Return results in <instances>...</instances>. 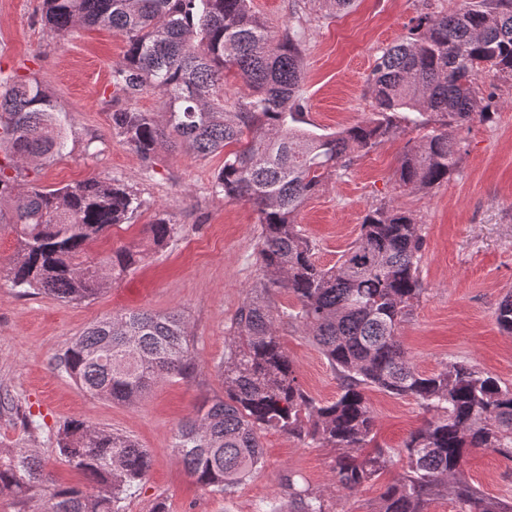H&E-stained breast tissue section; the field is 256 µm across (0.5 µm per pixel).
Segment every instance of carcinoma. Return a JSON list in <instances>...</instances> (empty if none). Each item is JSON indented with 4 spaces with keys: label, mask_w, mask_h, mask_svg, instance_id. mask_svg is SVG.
I'll list each match as a JSON object with an SVG mask.
<instances>
[{
    "label": "carcinoma",
    "mask_w": 512,
    "mask_h": 512,
    "mask_svg": "<svg viewBox=\"0 0 512 512\" xmlns=\"http://www.w3.org/2000/svg\"><path fill=\"white\" fill-rule=\"evenodd\" d=\"M43 18L60 39L84 26L121 33L125 60L111 78L128 104L112 113V128L148 162L163 147L202 159L224 153L212 194L249 202L258 214L260 277L235 316L238 341L219 363L224 399L202 404L173 436L172 452L190 476L213 494H233L262 463L261 437L274 430L340 449L336 485L353 492L395 455L378 446L365 452L375 442L365 391L377 388L414 398L427 414L401 450L405 467L381 512H424L450 489L459 512H512L511 503L457 481L473 448L512 458V387L465 362L422 373L398 336L424 292V239L413 215L390 204L375 208L328 268L313 259L297 222L305 200L352 153L389 138L401 121L422 135L398 161L399 186L427 191L449 179L462 149L459 131L491 118L485 78L512 79V0H464L449 14L414 18L409 36L383 53L368 79L374 116L332 134L299 127L301 41L287 29L274 33L251 0H44ZM230 70L248 89L233 102L224 98ZM149 87L166 97V111L136 107ZM64 147L63 112L40 81L0 76V231L17 241L7 277L26 293L83 302L142 260L138 244L103 256L90 250L142 202L117 178L20 187L24 171ZM180 231L166 213L149 225L157 248ZM282 291L297 304L276 307L270 296ZM496 321L512 332V295L497 304ZM284 322L301 328L336 373L335 401L319 403L303 390L278 334ZM187 338L177 312H124L96 321L53 369L93 397L130 403L158 382L189 375ZM56 450L88 485L57 487L34 449L0 448V499L26 512L39 489L42 512H122L152 467L135 439L75 418L58 429ZM286 489L295 512H326L310 485L290 476Z\"/></svg>",
    "instance_id": "1"
}]
</instances>
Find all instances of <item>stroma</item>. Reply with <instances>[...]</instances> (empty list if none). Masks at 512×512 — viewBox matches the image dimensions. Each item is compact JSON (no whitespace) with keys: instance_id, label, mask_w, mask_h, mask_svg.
Returning a JSON list of instances; mask_svg holds the SVG:
<instances>
[{"instance_id":"obj_1","label":"stroma","mask_w":512,"mask_h":512,"mask_svg":"<svg viewBox=\"0 0 512 512\" xmlns=\"http://www.w3.org/2000/svg\"><path fill=\"white\" fill-rule=\"evenodd\" d=\"M460 0H354L333 13L316 0H252L274 31H300L304 126L330 134L369 119L374 110L368 78L383 52L409 33L412 18L455 10ZM43 0H0V74L38 78L68 121L67 147L45 164L30 167L20 184L56 189L90 178H118L144 202L128 222L110 228L93 245L106 252L144 240V229L166 213L181 231L169 245L150 250L127 277L107 281L85 302L65 303L48 294L19 295L4 268L16 252L13 234L0 232V395L14 409L0 408V448H34L62 486L83 477L61 461L51 434L79 418L136 439L152 457L140 488L123 512H293L284 494L299 475L321 491L327 512H379L386 489L403 471L399 456L424 420L416 400L372 388L366 397L376 420V439L396 449L394 462L358 491L336 485L337 449L277 431L265 433L260 467L228 498L198 485L172 454L179 424L203 401L224 397L217 370L232 336V322L259 277L260 226L245 201L218 198L211 181L223 155L205 159L187 151L159 150L146 163L112 128V114L126 104L111 82L123 63L119 33L86 27L65 40L52 37L43 20ZM496 113L472 121L461 136L464 148L447 182L425 192L399 188L395 170L420 132L410 125L379 146L356 153L302 206L297 221L314 242L317 264L329 267L359 233L369 210L387 203L409 211L425 240L420 276L426 291L400 328L414 366L431 373L466 361L512 386V333L500 329L495 310L512 295V83L495 88ZM131 310L180 313L188 324L192 374L155 384L137 402L94 398L51 367L99 319ZM279 334L303 389L316 401H334L336 375L299 328ZM32 413L34 427L20 414ZM459 477L487 497L512 502V458L488 449L471 450Z\"/></svg>"}]
</instances>
